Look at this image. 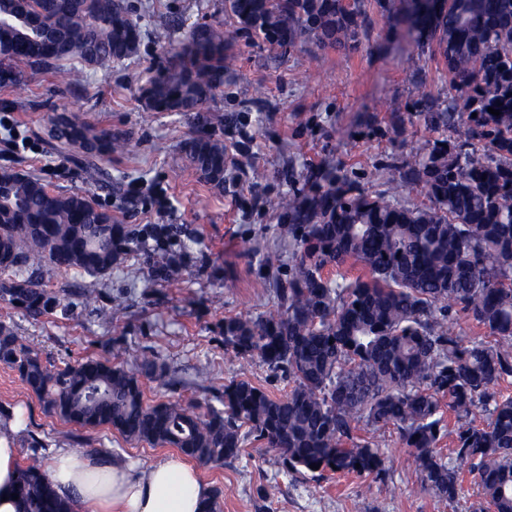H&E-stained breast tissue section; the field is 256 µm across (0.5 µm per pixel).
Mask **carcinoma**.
Instances as JSON below:
<instances>
[{"label":"carcinoma","mask_w":512,"mask_h":512,"mask_svg":"<svg viewBox=\"0 0 512 512\" xmlns=\"http://www.w3.org/2000/svg\"><path fill=\"white\" fill-rule=\"evenodd\" d=\"M434 2L413 31L466 96L464 130L388 165L397 174L386 193L371 195L337 174L311 198L272 200L291 221L284 232L294 242L279 307L256 319L224 318L225 350L284 374L288 393L277 397L240 378L224 385L221 407L203 413L178 399L150 403L139 376L107 360L50 371L1 321L0 363L47 413L176 448L202 465L237 457L247 425L291 469L316 464L319 474L360 478L385 472L371 429L393 425L421 488L452 502L461 472L438 451L446 400L453 454L487 504L479 512H512V395L500 390L512 381V0ZM225 8L254 38L293 49L313 41L344 47L367 24L363 0L348 10L340 0H225ZM134 13L125 0H0V83H18L32 66L67 87L82 84L87 67L110 74L142 40ZM227 50L224 25L190 28L141 98L155 112L201 111L224 86ZM84 128L104 141L102 156L129 148L106 129ZM183 149L204 182L224 187L223 142L197 135ZM408 186L421 187L428 203L401 204ZM130 241L87 196L0 169V301L9 308L41 317L60 305L44 288L47 270L106 274ZM328 266L334 281L323 276ZM460 314L484 335L459 336ZM17 493L26 512H72L40 456L19 467Z\"/></svg>","instance_id":"obj_1"}]
</instances>
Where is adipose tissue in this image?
I'll return each mask as SVG.
<instances>
[{
    "mask_svg": "<svg viewBox=\"0 0 512 512\" xmlns=\"http://www.w3.org/2000/svg\"><path fill=\"white\" fill-rule=\"evenodd\" d=\"M16 422L0 425V512H24L15 499L18 450ZM57 492L73 512H202L210 487L198 472L171 456L138 468L120 460L98 463L68 448L57 449L48 466Z\"/></svg>",
    "mask_w": 512,
    "mask_h": 512,
    "instance_id": "obj_1",
    "label": "adipose tissue"
}]
</instances>
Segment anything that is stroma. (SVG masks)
<instances>
[{"label":"stroma","instance_id":"35a3bbf8","mask_svg":"<svg viewBox=\"0 0 512 512\" xmlns=\"http://www.w3.org/2000/svg\"><path fill=\"white\" fill-rule=\"evenodd\" d=\"M145 35L137 51L110 75L88 71L83 87L61 86L53 74L25 70L17 86L0 85V114L18 122L30 147L16 149L0 132V168L43 179L63 193L89 196L114 223L143 240L157 224L172 227L166 251L139 248L103 275L52 270L44 275L60 306L39 320L0 303V320L13 323L38 350L50 370L96 358L138 370L143 357L171 370L173 385L143 378L148 400L168 398L206 403L225 383L245 378L275 396L288 392L287 377L254 359L248 364L224 351V319L258 318L276 310L272 278L286 279L291 261L282 221L269 206L279 195H314L327 173L347 175L364 191L386 188L387 166L428 142L454 136V129L429 122L421 100L435 111L448 106L449 78L443 61L418 48L405 15L381 16L375 0H364L369 26L352 46L337 50L318 43L286 51L239 30L225 0H129ZM175 20L172 42L200 24L223 23L233 57L221 92L205 112H154L139 94L151 69L164 65L169 49L150 31ZM263 95H256V87ZM67 112L97 128L126 137L127 153L104 166L108 180L90 181L80 165L48 144V117ZM208 135L227 144L224 187L199 179L182 152L183 141ZM166 189L167 212L134 206L145 186ZM177 265L163 269L164 253ZM279 257L270 272L267 255ZM94 293L95 302L84 300ZM128 303L125 317L109 322L113 300ZM208 382H201L200 371ZM22 413L14 434L20 460L34 441L49 448L111 450L114 457L146 466L173 453L129 441L116 431L82 429L46 413L18 373L0 364V417ZM386 472L379 478L318 475L287 469L279 456L246 436L239 456L200 466L203 480L221 489L223 512H476L483 500L464 475L455 501L421 490L398 431L378 429Z\"/></svg>","mask_w":512,"mask_h":512}]
</instances>
